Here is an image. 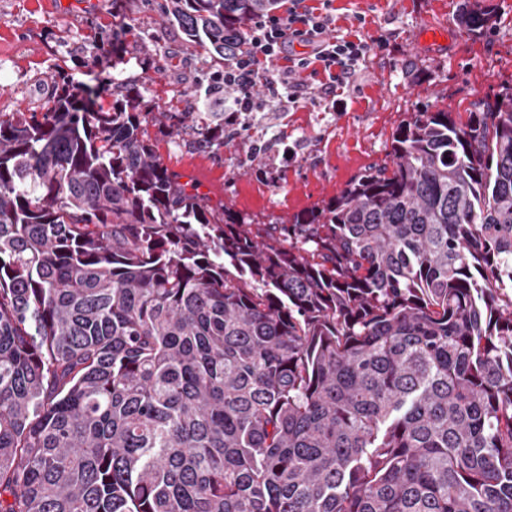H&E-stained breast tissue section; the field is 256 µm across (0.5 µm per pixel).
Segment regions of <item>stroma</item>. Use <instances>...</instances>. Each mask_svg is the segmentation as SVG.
<instances>
[{
  "mask_svg": "<svg viewBox=\"0 0 512 512\" xmlns=\"http://www.w3.org/2000/svg\"><path fill=\"white\" fill-rule=\"evenodd\" d=\"M460 3L334 0L339 32L374 40L341 106L275 105L248 115L223 145L197 149L190 134L172 133L169 113L183 111L189 90L209 122L229 102L198 87L210 71L208 51L162 22L154 0H0V113L40 108L44 82L61 63L93 87L138 82L146 133L181 182L199 184L211 206L225 205L246 223L288 222L383 166L397 126L414 112L464 113L512 88V0H480L494 7L496 23L477 38L459 23ZM426 25L446 34L423 49L417 34ZM111 33L118 50L106 56L95 45Z\"/></svg>",
  "mask_w": 512,
  "mask_h": 512,
  "instance_id": "35a3bbf8",
  "label": "stroma"
}]
</instances>
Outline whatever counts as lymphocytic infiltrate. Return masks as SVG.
Segmentation results:
<instances>
[{"instance_id": "f902f5d3", "label": "lymphocytic infiltrate", "mask_w": 512, "mask_h": 512, "mask_svg": "<svg viewBox=\"0 0 512 512\" xmlns=\"http://www.w3.org/2000/svg\"><path fill=\"white\" fill-rule=\"evenodd\" d=\"M245 50L224 64V88L234 94L233 114L259 110L265 98L306 100L310 80H318L322 100L348 90L372 41L348 38L336 29L333 0H282L280 11L247 22L241 31ZM266 96H258L257 87Z\"/></svg>"}]
</instances>
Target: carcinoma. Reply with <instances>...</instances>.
<instances>
[{
  "instance_id": "obj_1",
  "label": "carcinoma",
  "mask_w": 512,
  "mask_h": 512,
  "mask_svg": "<svg viewBox=\"0 0 512 512\" xmlns=\"http://www.w3.org/2000/svg\"><path fill=\"white\" fill-rule=\"evenodd\" d=\"M280 2L158 9L222 73ZM110 96L0 115V512H512V92L273 229Z\"/></svg>"
}]
</instances>
